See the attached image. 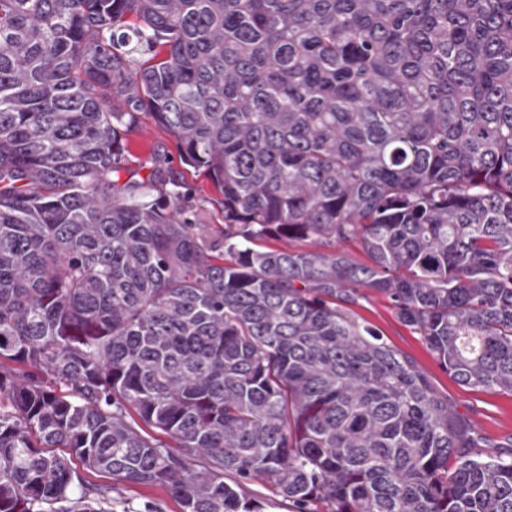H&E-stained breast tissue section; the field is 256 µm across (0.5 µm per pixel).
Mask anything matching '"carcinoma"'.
<instances>
[{
	"label": "carcinoma",
	"mask_w": 512,
	"mask_h": 512,
	"mask_svg": "<svg viewBox=\"0 0 512 512\" xmlns=\"http://www.w3.org/2000/svg\"><path fill=\"white\" fill-rule=\"evenodd\" d=\"M141 112L220 234L160 167L121 178ZM365 290L512 394V0H0V512L131 485L261 512L252 479L299 512H512V451ZM354 311L381 330L392 346L407 353L432 379L439 392L493 442H510L512 438V394L487 392L461 386L432 356L421 336L413 333L396 318L394 308L383 296L369 293Z\"/></svg>",
	"instance_id": "cac0c4a2"
}]
</instances>
